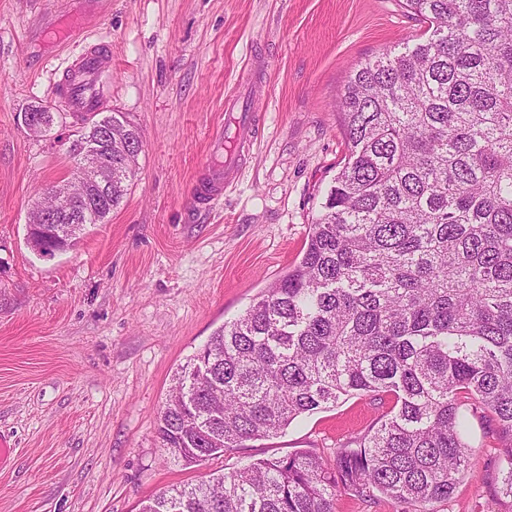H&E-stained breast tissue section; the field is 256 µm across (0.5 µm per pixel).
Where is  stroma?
<instances>
[{"instance_id": "1", "label": "stroma", "mask_w": 512, "mask_h": 512, "mask_svg": "<svg viewBox=\"0 0 512 512\" xmlns=\"http://www.w3.org/2000/svg\"><path fill=\"white\" fill-rule=\"evenodd\" d=\"M404 0H0V512H140L160 491L299 451L332 456L390 411L352 396L186 468L156 434L176 370L301 257L347 153L340 98L368 59L427 37ZM105 43L101 112H61L32 136L80 43ZM259 136L211 208L195 181L216 160L227 96ZM120 114L143 148L107 223L52 258L27 244L41 189L69 178L81 123ZM473 452L433 512H492L496 421L466 409Z\"/></svg>"}]
</instances>
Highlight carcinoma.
<instances>
[{"label": "carcinoma", "mask_w": 512, "mask_h": 512, "mask_svg": "<svg viewBox=\"0 0 512 512\" xmlns=\"http://www.w3.org/2000/svg\"><path fill=\"white\" fill-rule=\"evenodd\" d=\"M433 24L345 85L346 162L302 257L179 367L156 428L196 466L354 395L391 411L328 460L299 452L165 490L141 512H334L336 494L431 512L467 473L463 402L495 416L512 512V0H405ZM127 186L98 191L75 246Z\"/></svg>", "instance_id": "carcinoma-1"}]
</instances>
